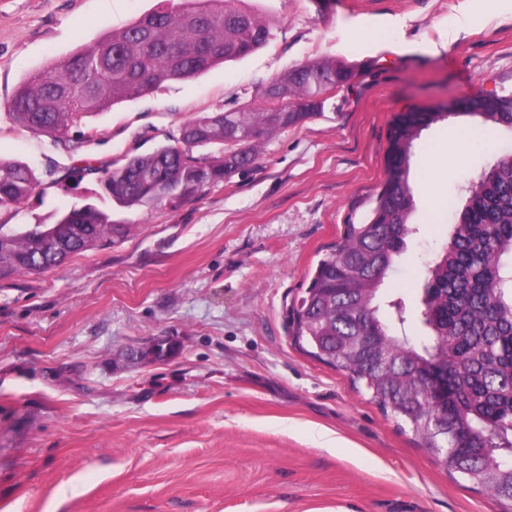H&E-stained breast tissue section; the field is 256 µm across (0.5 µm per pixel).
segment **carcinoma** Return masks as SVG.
<instances>
[{
	"label": "carcinoma",
	"instance_id": "cac0c4a2",
	"mask_svg": "<svg viewBox=\"0 0 512 512\" xmlns=\"http://www.w3.org/2000/svg\"><path fill=\"white\" fill-rule=\"evenodd\" d=\"M237 0H159L127 27L30 75L12 98L15 118L55 143L70 145L84 119L174 80L264 46L269 25L235 7ZM353 73L334 61H306L262 89L251 111L199 113L185 121L176 143L135 155L100 173V197L120 208L159 209L198 196L230 174L253 167L262 144L322 113L328 92ZM432 109H407L391 119L384 181L369 220L347 224L341 240L310 272L292 314L294 339L314 360L347 374L386 413L420 437L449 472L512 505V152L492 153L452 203L448 242L421 278L422 333L411 342L393 333L403 305L381 312L377 293L412 233L415 210L411 157L421 132L455 116L476 128L512 134V92L496 90ZM37 184L32 169L0 160V207L20 203ZM78 230L35 264L39 231L49 224L5 231L0 225V277L59 268L75 255L123 240L126 228L93 203L59 214ZM445 360L442 387H422L432 362Z\"/></svg>",
	"mask_w": 512,
	"mask_h": 512
}]
</instances>
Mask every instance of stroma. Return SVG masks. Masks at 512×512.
<instances>
[{
	"mask_svg": "<svg viewBox=\"0 0 512 512\" xmlns=\"http://www.w3.org/2000/svg\"><path fill=\"white\" fill-rule=\"evenodd\" d=\"M156 3L0 0V159L39 179L0 224L98 201L131 227L60 268L0 279V512H502L303 353L289 311L345 225L368 219L396 112L512 90V0H243L271 28L264 47L90 118L79 150L13 118L26 77ZM311 59L355 78L267 140L250 171L152 210L112 208L80 177L151 152L196 113L255 106L261 84ZM509 145L468 117L415 141L419 232L383 286L405 303L407 335L420 333L421 269L447 240L449 202ZM159 336L174 355L128 361Z\"/></svg>",
	"mask_w": 512,
	"mask_h": 512,
	"instance_id": "35a3bbf8",
	"label": "stroma"
}]
</instances>
